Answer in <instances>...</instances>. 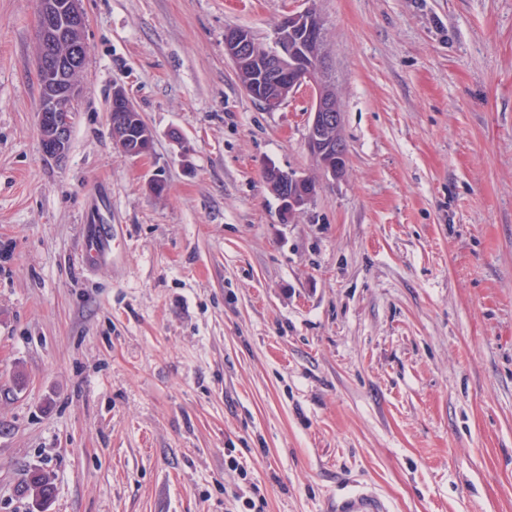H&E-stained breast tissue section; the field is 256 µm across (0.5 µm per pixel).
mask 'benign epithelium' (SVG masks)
I'll return each mask as SVG.
<instances>
[{
    "mask_svg": "<svg viewBox=\"0 0 512 512\" xmlns=\"http://www.w3.org/2000/svg\"><path fill=\"white\" fill-rule=\"evenodd\" d=\"M82 2L38 0L37 68L42 84L38 125L42 150L54 158L64 157L69 147L75 119L73 105L80 94V76L87 58ZM254 45L250 32L243 28L230 27L224 31L225 55L236 67L247 64L257 81L267 80L273 73L275 82L290 93L305 85L315 89L307 147L325 173L333 178L342 176L348 159L341 135L343 112L337 93L326 82L328 63L322 24L314 22L310 9L294 12L278 24L268 55L253 52ZM132 125L143 131L140 150L129 145L127 129ZM109 126L122 154L136 157L150 152L152 132L121 92L110 101ZM267 174L281 210L288 216L305 209L318 193V186L305 177L274 166L268 167Z\"/></svg>",
    "mask_w": 512,
    "mask_h": 512,
    "instance_id": "1",
    "label": "benign epithelium"
}]
</instances>
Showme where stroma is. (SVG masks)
<instances>
[{"label":"stroma","mask_w":512,"mask_h":512,"mask_svg":"<svg viewBox=\"0 0 512 512\" xmlns=\"http://www.w3.org/2000/svg\"><path fill=\"white\" fill-rule=\"evenodd\" d=\"M63 159L40 144L37 0H0V512H512V0H83ZM316 9L314 95L255 101L224 30ZM122 87L153 134L127 157ZM314 180L282 218L268 166ZM163 193L150 188L153 178ZM100 255L84 261L88 242ZM132 110H135L136 112H129ZM108 121L110 129L116 134L114 137L115 145L122 154L125 156L136 157L150 152L153 141L152 132L143 121L141 113L135 109L126 95L122 92L115 94L114 98L111 97ZM132 125L137 126L144 134L139 140V135L135 127L130 128L129 131L130 145L133 148L138 147L139 141V143L143 144V148L140 150L131 149L127 139V129ZM23 491L32 496L37 505L47 504L54 495V488L50 477L37 470L28 473ZM384 502L371 492L358 490L336 500L333 512H388Z\"/></svg>","instance_id":"stroma-1"}]
</instances>
